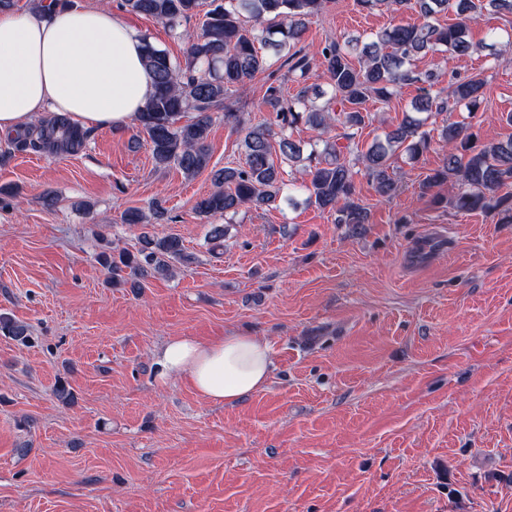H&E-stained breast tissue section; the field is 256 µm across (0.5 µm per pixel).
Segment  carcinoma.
Listing matches in <instances>:
<instances>
[{"label":"carcinoma","instance_id":"1","mask_svg":"<svg viewBox=\"0 0 512 512\" xmlns=\"http://www.w3.org/2000/svg\"><path fill=\"white\" fill-rule=\"evenodd\" d=\"M132 11L153 17L176 30L181 22L204 12L203 33L188 39L185 67L173 63L167 53L150 41L144 43V61L154 79L155 91L138 122L158 168L176 167L193 177L210 162L208 138L212 111L231 98L233 88L265 72L280 61L288 77L307 80L310 71L322 68L332 98L340 105L339 118L319 109L313 100L326 91L304 85L292 98L284 97L281 86L269 85L260 106L275 113L276 123L243 127L240 114L224 113V122L242 134L244 166H226L213 172L215 189L196 202L195 211L205 217L233 219L242 208L261 209L281 201L296 207L304 203L336 214V223L353 233L364 230L369 212L358 202L356 177L366 176L376 193L391 198L402 184L392 158L401 153L414 162L432 144L428 120L464 108L469 117L484 101L486 81L472 73L456 79L448 91L436 89L439 73L419 72L414 62L429 53H446L450 58L470 56L483 49L498 53L512 50V32L492 29L479 43L470 38V26L490 8L512 16V0H356L368 11L382 8L410 9L420 21L397 24L364 36L345 40L328 39L308 51L299 46L311 21L321 14L325 0H124ZM453 12L448 25L437 16ZM358 64H353V60ZM408 84L418 85L398 125L384 138L354 156L349 147L321 138L304 144L288 134L298 122L326 133L340 123L342 138L352 141L371 121L367 103H387ZM195 117L184 120L185 113ZM91 131L70 123L64 115H52L18 131L10 138L12 150L56 156L74 155L85 145ZM448 145L443 165L421 185L422 193L453 182L457 192L451 199L462 213L494 214L512 223V138L504 143L476 145L471 124L453 122L442 127ZM277 144L282 162L302 170L298 186L284 179V170L271 159ZM98 263L107 270L114 286L138 283L157 274L171 275L175 264L188 265L183 240L176 234L140 237L133 251L113 253L110 246L100 251ZM0 333L22 345L31 343L27 325L0 315Z\"/></svg>","mask_w":512,"mask_h":512}]
</instances>
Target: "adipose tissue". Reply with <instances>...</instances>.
Segmentation results:
<instances>
[{
  "instance_id": "obj_1",
  "label": "adipose tissue",
  "mask_w": 512,
  "mask_h": 512,
  "mask_svg": "<svg viewBox=\"0 0 512 512\" xmlns=\"http://www.w3.org/2000/svg\"><path fill=\"white\" fill-rule=\"evenodd\" d=\"M143 47L142 35L108 8L0 13V133L23 130L45 111L84 130L136 123L154 93ZM154 358L159 379L184 376L212 404L265 388L272 367L268 341L242 334L175 336Z\"/></svg>"
}]
</instances>
